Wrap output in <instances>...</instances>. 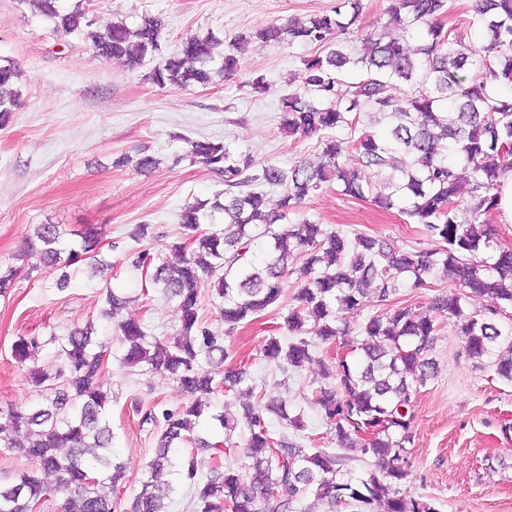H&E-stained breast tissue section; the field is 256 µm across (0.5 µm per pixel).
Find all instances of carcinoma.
<instances>
[{
	"label": "carcinoma",
	"mask_w": 512,
	"mask_h": 512,
	"mask_svg": "<svg viewBox=\"0 0 512 512\" xmlns=\"http://www.w3.org/2000/svg\"><path fill=\"white\" fill-rule=\"evenodd\" d=\"M23 2L52 21L61 36L89 29L98 57L119 60L132 71L161 48L165 21L159 15L144 14L133 27L118 22L94 31L96 22L84 8L66 10L61 0ZM363 10L362 0H340L330 14L242 34L227 51L219 50L220 43L209 35H189L176 54L149 73L161 88L186 90L210 83L215 73L237 75L239 53L252 39L327 49L324 56L304 60L302 89L281 99L288 133L320 136L319 163L300 160L288 169L259 165L223 142L190 141V156L224 183V199L196 200L181 209L183 232L170 245L176 262L157 264L145 249L131 261L137 270L149 267L151 284L176 300L177 334L161 340L138 321L122 318L128 300L107 288L102 316L117 322L125 345L121 363L166 375L192 397L175 410L142 413L141 424L160 429V435L128 512H167L169 474L193 489L196 512H317L323 503L330 512L343 505L355 512H376L381 505L384 512H437L434 503L401 492L408 475L405 444L412 438L413 403L418 388L437 371L428 357L437 318L455 319L467 355L491 359L497 375L512 382V324L502 322L505 307H512V248L499 244L491 224L498 171L512 164V97L492 91L512 85V0H473V23L487 41L481 48L444 28L440 17L448 10L447 0H391L389 24L399 34L388 38L367 32L361 52L353 55L340 36L360 26ZM421 26L425 31L411 50L407 40ZM347 72L358 73L359 80L348 81ZM17 75L14 64H0V129L9 125L18 104ZM396 83L409 85L401 99L389 93ZM450 146L456 161L448 160ZM348 151L358 154L376 180L346 167L341 158ZM160 164L145 148L115 161L137 171ZM333 184L342 194L368 197L383 210L400 206L424 226L433 248L404 251L384 239L351 238L306 219L282 227L281 221L306 197ZM265 186L283 189L276 211L264 208ZM462 201L470 212L466 224L455 216ZM218 215L223 228L205 229ZM77 237V247L64 257L59 226L38 224L19 260L39 254L45 267L59 272L55 287L60 291L70 284L68 268L81 261L92 260L99 273L112 268L99 259L102 248L94 228ZM435 270L454 283L452 297L436 298L426 311L406 306L370 317L365 338L354 348L359 360L338 358L324 366L335 384L312 392L341 443L357 444L359 429L382 418L392 422L361 445L376 462L366 477L346 478L338 457L299 446L287 429L303 430L302 416H289L283 403L253 399L255 386L247 369L216 379L214 368L224 363L226 351L223 334L198 318V285L204 279L213 281L223 300L221 317L225 332L231 333L278 302L284 279L296 276L298 307L286 318L291 338H269L262 356L299 367L312 359L317 343L334 344L349 335V319L360 314L368 297L384 305L401 282L408 279L411 287L420 288ZM20 272L13 266L0 269V297L11 292ZM470 292L488 298L484 309L464 311ZM92 333L88 324L47 340L31 334L14 342L20 363L55 343L63 364L53 373L30 372L40 404L0 406V452L17 453L33 464L0 485V512H30L46 495V475L63 495L61 512H119L116 493L124 466L115 461L106 411L112 392L105 382V360L112 357V348L93 340ZM219 390L245 397V464H224L238 420L222 413L205 415L201 396ZM269 414L283 421L282 431L272 430ZM207 417L217 422L216 433L204 440L195 430Z\"/></svg>",
	"instance_id": "1"
}]
</instances>
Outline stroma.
<instances>
[{
    "mask_svg": "<svg viewBox=\"0 0 512 512\" xmlns=\"http://www.w3.org/2000/svg\"><path fill=\"white\" fill-rule=\"evenodd\" d=\"M338 2L85 0V6L101 27L120 21L131 25L146 13L162 15L166 28L155 56L160 62L186 35L210 32L229 43L273 22L328 12ZM317 52L300 43L277 47L253 41L242 50V70L234 79L217 76L204 86L162 89L149 80L148 69L131 71L121 61L96 57L84 35L59 37L23 0H0V59L13 61L20 71V103L10 125L0 129V265H14L38 224L59 225L66 248L74 246L75 231L94 225L105 243L103 256L112 264L103 278L91 275L87 265H74L72 287L60 292L39 256L27 258L25 274L0 298V404L29 406L38 399L12 353L17 337L49 339L89 323L97 339H112L107 414L113 448L125 466L118 493L122 506L140 491L158 436L153 427L141 425L136 406L173 410L186 396L167 377L120 365L118 329L101 315L105 290L132 296L125 315L142 321L151 334L173 336L179 325L175 303L150 287L131 260L142 248L171 259L169 246L181 233L178 214L184 203L224 190L189 157V141H221L257 163L284 168L300 159L316 160L318 137L288 136L280 100L300 89L303 61ZM258 77L267 82L266 91L252 89ZM142 146L161 158L158 169L141 174L116 166L120 155ZM300 215L349 234L388 238L404 249L429 246L423 226L399 210H381L331 187L311 194ZM138 224L148 225L149 234L137 243L129 233ZM297 288L295 279H286L275 305L225 338L224 366L246 367L258 392L302 410L303 447L339 456L345 475L366 476L374 469L373 458L339 443L309 401L312 388L325 381L320 362L335 357L336 346H320L312 361L285 371L261 355L267 338H287L285 318ZM453 293L447 278L436 272L422 288L402 283L388 306L419 310ZM430 356L437 373L421 387L415 404L404 496L433 500L438 512H512V382L501 379L488 362L469 359L456 326L445 318L438 322Z\"/></svg>",
    "mask_w": 512,
    "mask_h": 512,
    "instance_id": "obj_1",
    "label": "stroma"
}]
</instances>
